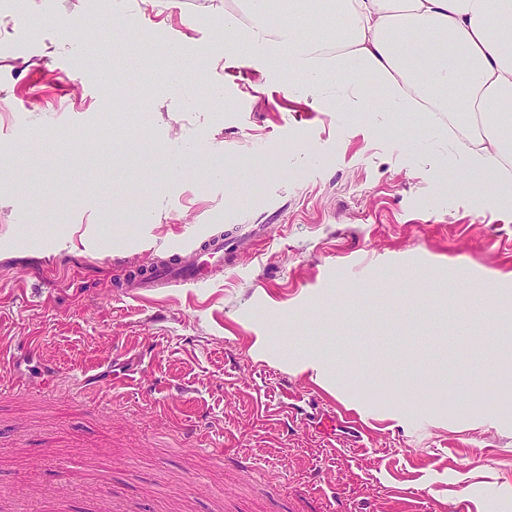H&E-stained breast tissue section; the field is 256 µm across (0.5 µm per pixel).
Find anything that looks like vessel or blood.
Instances as JSON below:
<instances>
[{"label":"vessel or blood","instance_id":"b4317fda","mask_svg":"<svg viewBox=\"0 0 512 512\" xmlns=\"http://www.w3.org/2000/svg\"><path fill=\"white\" fill-rule=\"evenodd\" d=\"M264 234L265 227L259 224L233 238L217 233L191 235L174 249V262L144 264L140 271L120 278L117 285L127 296H140L171 284L206 286L223 266L237 262L242 246H254Z\"/></svg>","mask_w":512,"mask_h":512}]
</instances>
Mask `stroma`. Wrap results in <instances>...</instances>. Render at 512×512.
I'll return each instance as SVG.
<instances>
[{"label":"stroma","mask_w":512,"mask_h":512,"mask_svg":"<svg viewBox=\"0 0 512 512\" xmlns=\"http://www.w3.org/2000/svg\"><path fill=\"white\" fill-rule=\"evenodd\" d=\"M242 10L0 0V512H113L106 483L123 512H512V391L483 384L512 376V208L443 135L241 64L221 24ZM229 212L270 230L208 287L114 291ZM488 275L493 324L466 292ZM306 353L377 387L316 380Z\"/></svg>","instance_id":"stroma-1"}]
</instances>
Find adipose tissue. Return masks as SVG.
Listing matches in <instances>:
<instances>
[{"label":"adipose tissue","mask_w":512,"mask_h":512,"mask_svg":"<svg viewBox=\"0 0 512 512\" xmlns=\"http://www.w3.org/2000/svg\"><path fill=\"white\" fill-rule=\"evenodd\" d=\"M280 17L271 0H248L224 17L239 51L273 49L287 60V85L350 112L374 108L428 123L464 93L469 119L453 140L471 189L494 182L512 208V0H291ZM381 91L369 105L362 83Z\"/></svg>","instance_id":"1"}]
</instances>
